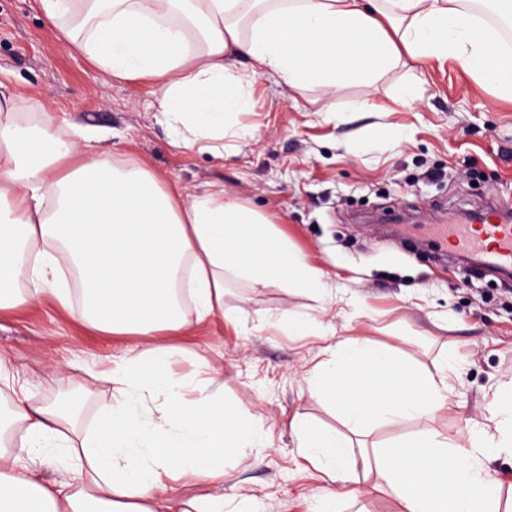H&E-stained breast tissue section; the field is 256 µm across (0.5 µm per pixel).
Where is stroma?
Returning <instances> with one entry per match:
<instances>
[{"label":"stroma","mask_w":512,"mask_h":512,"mask_svg":"<svg viewBox=\"0 0 512 512\" xmlns=\"http://www.w3.org/2000/svg\"><path fill=\"white\" fill-rule=\"evenodd\" d=\"M407 82L418 90L403 101L397 92ZM0 84L23 93L32 117L55 132L83 126L88 148L114 164H145L187 196L223 186L326 273L331 290L322 297L227 280L225 315L179 339L215 369L225 403L269 434L267 447L224 463L241 512H314L323 481L289 422L299 413L344 430L308 393L306 372L328 341L366 337L374 351L431 372L460 363L449 380L454 402L434 421L377 426L352 436L356 446H387L429 427L456 436L512 381V278L465 269L461 254L442 256L427 234L491 202L512 206V101L492 83L450 60L414 61L371 85L343 81L326 112L322 87L297 91L263 78L240 118L246 136L225 139L215 158L169 145L154 81H104L45 22L38 0H0ZM287 313L310 316L322 335L277 327ZM127 344L88 331L49 295L0 313L9 383L34 402L73 392L69 363L118 356Z\"/></svg>","instance_id":"obj_1"}]
</instances>
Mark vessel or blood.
Here are the masks:
<instances>
[{
	"label": "vessel or blood",
	"instance_id": "1",
	"mask_svg": "<svg viewBox=\"0 0 512 512\" xmlns=\"http://www.w3.org/2000/svg\"><path fill=\"white\" fill-rule=\"evenodd\" d=\"M433 242L442 248L478 252L490 259L492 267H512V215L488 209L477 214L472 224H440L434 229Z\"/></svg>",
	"mask_w": 512,
	"mask_h": 512
}]
</instances>
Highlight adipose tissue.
Instances as JSON below:
<instances>
[{
  "label": "adipose tissue",
  "instance_id": "1",
  "mask_svg": "<svg viewBox=\"0 0 512 512\" xmlns=\"http://www.w3.org/2000/svg\"><path fill=\"white\" fill-rule=\"evenodd\" d=\"M48 24L109 79L156 82V109L170 144L220 158L242 133L258 78L296 90L332 88L346 76L374 82L405 59L453 60L512 99V48L459 8L461 0H40ZM28 102L0 91V312L52 294L72 298L56 274L79 276L77 320L129 340L98 361L112 401L92 427L77 429L71 398L37 404L0 393V512H224L223 496L169 497L168 480L224 481L223 459L266 447L244 416H230L209 366L177 376L186 351L170 336L224 311V277L261 288L324 292V271L291 255L272 220L214 187L186 197L142 164L62 139ZM187 276L186 316L174 294ZM27 289H19L20 280ZM309 371L310 392L361 431L433 417L452 402L448 368L388 376L368 340L328 348ZM303 457L328 485L316 496L331 512L335 489L356 476L386 484L399 512H500L486 459L512 455V405L492 403L464 442L426 431L354 451L302 417L289 423ZM64 465L74 480L45 481L40 467Z\"/></svg>",
  "mask_w": 512,
  "mask_h": 512
}]
</instances>
